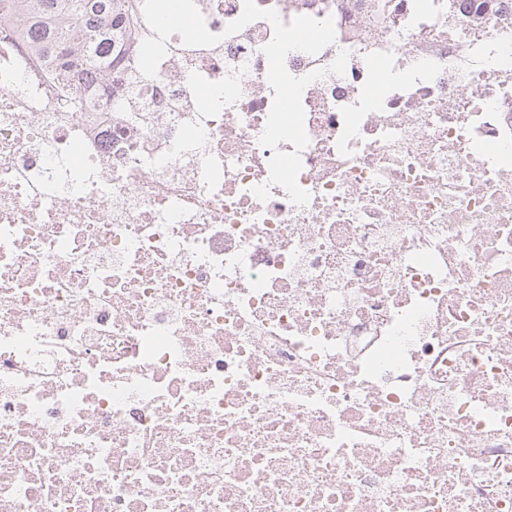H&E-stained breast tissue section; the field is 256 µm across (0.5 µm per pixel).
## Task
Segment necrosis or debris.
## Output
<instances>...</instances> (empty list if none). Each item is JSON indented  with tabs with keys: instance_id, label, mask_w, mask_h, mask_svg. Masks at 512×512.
Here are the masks:
<instances>
[{
	"instance_id": "necrosis-or-debris-1",
	"label": "necrosis or debris",
	"mask_w": 512,
	"mask_h": 512,
	"mask_svg": "<svg viewBox=\"0 0 512 512\" xmlns=\"http://www.w3.org/2000/svg\"><path fill=\"white\" fill-rule=\"evenodd\" d=\"M62 81L0 0V512H512V0H256Z\"/></svg>"
}]
</instances>
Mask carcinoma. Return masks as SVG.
Segmentation results:
<instances>
[{
  "mask_svg": "<svg viewBox=\"0 0 512 512\" xmlns=\"http://www.w3.org/2000/svg\"><path fill=\"white\" fill-rule=\"evenodd\" d=\"M47 15L55 18V24L44 29L39 40L67 81L109 53L112 46L123 45L135 23L132 0H25L18 20ZM74 24L85 35L81 44L73 42Z\"/></svg>",
  "mask_w": 512,
  "mask_h": 512,
  "instance_id": "cac0c4a2",
  "label": "carcinoma"
}]
</instances>
